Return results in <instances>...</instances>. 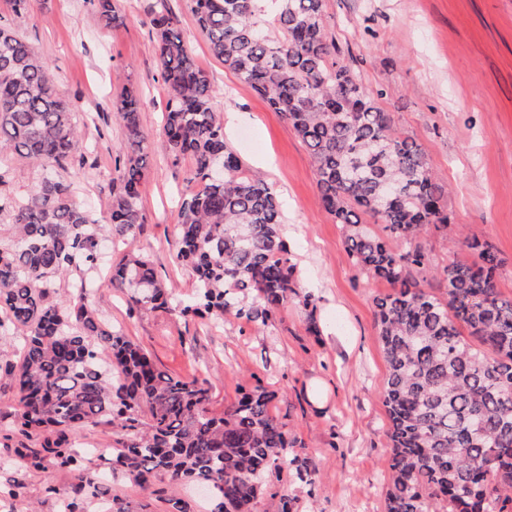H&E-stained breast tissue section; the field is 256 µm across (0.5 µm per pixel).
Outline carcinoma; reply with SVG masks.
<instances>
[{
	"label": "carcinoma",
	"instance_id": "obj_1",
	"mask_svg": "<svg viewBox=\"0 0 512 512\" xmlns=\"http://www.w3.org/2000/svg\"><path fill=\"white\" fill-rule=\"evenodd\" d=\"M211 54L291 124L312 156L322 208L342 225L353 264L389 291L374 316L387 374L391 470L385 512H512V297L499 291L502 264L488 242L468 237L465 255L435 276L440 298L418 274L430 227L450 228L443 183L417 141L393 126L325 26V0H191ZM100 26L123 25L113 0H90ZM166 90L162 134L173 163H193V188L179 207L177 257L193 273L186 320L237 318L267 325L295 293L296 267L280 231L282 202L266 180L243 167L224 141L204 70L189 56L172 19L150 20ZM142 97L124 88L114 117L124 133L112 179L109 221L101 224L62 176L75 159L79 122L55 91L46 62L0 21V145L48 171L24 196L0 199V343L26 330L17 362L0 364L21 408L14 434H45L40 448L16 449L19 466H77L80 431L119 430L110 471L143 489L158 474L174 485L204 484L216 512H252L267 477L288 468L311 481L271 413L275 393L240 386L221 415L210 409L205 379L159 370L149 355L112 330L88 304L91 289L57 292L73 270L97 265L102 243L135 242L143 216L140 187L149 164ZM383 226L373 232L364 217ZM112 285L130 289L138 310L174 301L144 254L112 263Z\"/></svg>",
	"mask_w": 512,
	"mask_h": 512
}]
</instances>
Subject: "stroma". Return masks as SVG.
Returning a JSON list of instances; mask_svg holds the SVG:
<instances>
[{
  "label": "stroma",
  "instance_id": "stroma-1",
  "mask_svg": "<svg viewBox=\"0 0 512 512\" xmlns=\"http://www.w3.org/2000/svg\"><path fill=\"white\" fill-rule=\"evenodd\" d=\"M118 5L125 22L106 29L88 0H33L31 10L18 16L0 0V15L48 63L60 97L85 119L78 148L85 163L66 173L78 201L97 220L107 217L123 141L113 103L123 87H138L152 164L140 188L143 224L136 246L176 299L193 296L192 275L174 251L178 203L192 164L173 162L160 132L166 97L149 24L153 11L166 10L210 79L219 117L235 115L224 127L227 146L283 202L281 231L298 268V295L265 326L230 314L217 323H188L174 308L134 311L126 290L104 280L111 261L106 251L92 275L90 305L160 369L207 379L214 414L237 400L239 385L276 392L273 413L295 437L292 453L307 463L312 481L270 475L256 512H280L286 496L297 500L298 512H385L388 421L380 393L387 370L374 319V299L385 284L353 266L341 225L318 202L309 151L281 114L211 55L190 0ZM325 20L365 90L399 131L422 145L448 187L452 223L498 251V285L512 297V0H326ZM41 176L0 148V196H23ZM304 294L312 295L313 309L300 303ZM312 319L319 334L308 330ZM17 412L14 389L0 380V512H62L79 485L83 512H107L115 502L126 512H168L167 475L146 490L123 475L100 481L116 438L109 425L85 428L81 445L94 455L83 471L62 468L49 456L38 468L16 469L18 440L2 433ZM17 481L24 485L18 497L11 493Z\"/></svg>",
  "mask_w": 512,
  "mask_h": 512
}]
</instances>
